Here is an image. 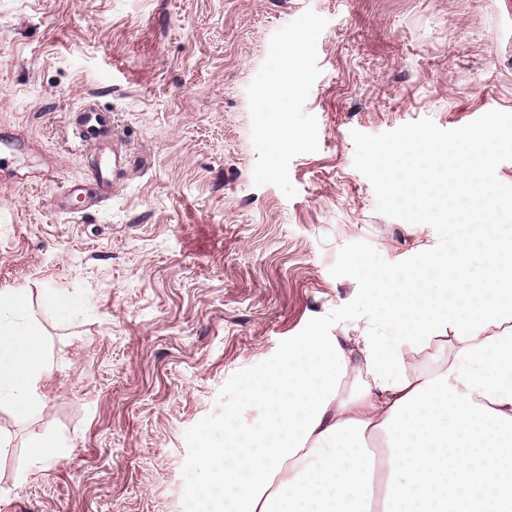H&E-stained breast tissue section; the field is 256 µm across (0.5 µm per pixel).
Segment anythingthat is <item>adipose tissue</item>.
Instances as JSON below:
<instances>
[{"label": "adipose tissue", "mask_w": 512, "mask_h": 512, "mask_svg": "<svg viewBox=\"0 0 512 512\" xmlns=\"http://www.w3.org/2000/svg\"><path fill=\"white\" fill-rule=\"evenodd\" d=\"M257 107L282 109L295 62L274 59ZM488 270L464 276L460 255L424 258L412 272L372 278L388 333L316 327L289 342L280 364L245 379L243 399L265 409L242 429L224 418V445L201 448L185 512H512V240L471 225ZM442 282L439 290L430 289ZM59 322L82 315L76 294L45 289L40 307L0 291V411L40 410L49 354L37 309ZM451 334L445 368L408 373V349Z\"/></svg>", "instance_id": "adipose-tissue-1"}]
</instances>
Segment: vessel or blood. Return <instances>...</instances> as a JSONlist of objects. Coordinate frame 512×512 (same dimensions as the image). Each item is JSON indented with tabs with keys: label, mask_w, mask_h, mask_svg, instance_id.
I'll return each mask as SVG.
<instances>
[{
	"label": "vessel or blood",
	"mask_w": 512,
	"mask_h": 512,
	"mask_svg": "<svg viewBox=\"0 0 512 512\" xmlns=\"http://www.w3.org/2000/svg\"><path fill=\"white\" fill-rule=\"evenodd\" d=\"M111 126V114L89 103L80 106L74 118L77 137L91 150L90 178L98 189L96 199L100 202L111 197L128 166L127 156L109 144Z\"/></svg>",
	"instance_id": "1"
}]
</instances>
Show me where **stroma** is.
<instances>
[{"label": "stroma", "mask_w": 512, "mask_h": 512, "mask_svg": "<svg viewBox=\"0 0 512 512\" xmlns=\"http://www.w3.org/2000/svg\"><path fill=\"white\" fill-rule=\"evenodd\" d=\"M306 13L319 30L298 28ZM278 50L300 78L280 149L255 104ZM88 100L111 112L129 173L62 214L55 196L89 173L69 122ZM491 110L512 112V0H0V133L26 143L0 162V290L86 300L71 325L37 313L43 408L0 412V471L26 467L47 429L69 455L0 512H182L185 433L228 378L355 298L330 273L339 249L395 263L438 242L377 211L352 131Z\"/></svg>", "instance_id": "1"}]
</instances>
